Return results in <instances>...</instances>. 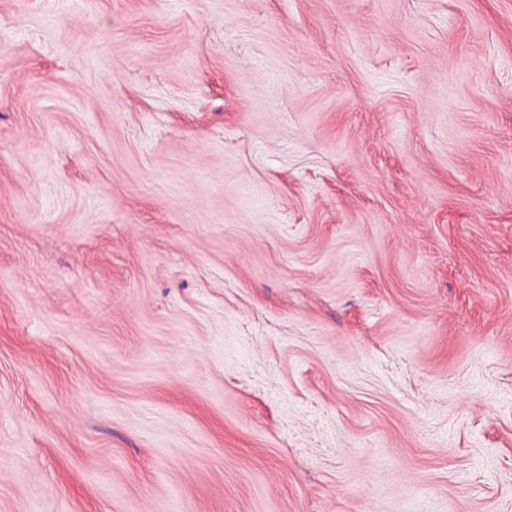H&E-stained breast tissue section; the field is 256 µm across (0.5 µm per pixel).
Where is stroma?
I'll use <instances>...</instances> for the list:
<instances>
[{
	"label": "stroma",
	"instance_id": "obj_1",
	"mask_svg": "<svg viewBox=\"0 0 512 512\" xmlns=\"http://www.w3.org/2000/svg\"><path fill=\"white\" fill-rule=\"evenodd\" d=\"M0 512H512V0H0Z\"/></svg>",
	"mask_w": 512,
	"mask_h": 512
}]
</instances>
